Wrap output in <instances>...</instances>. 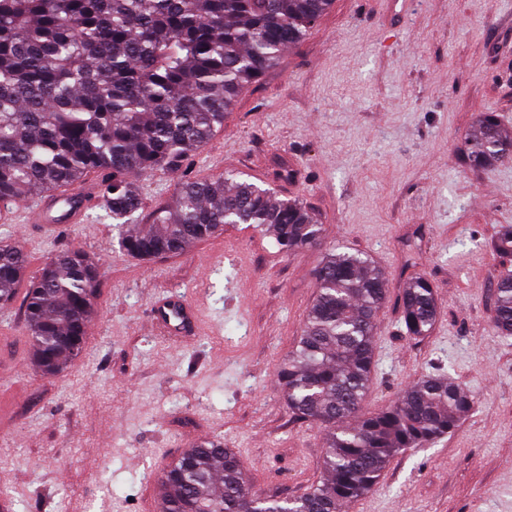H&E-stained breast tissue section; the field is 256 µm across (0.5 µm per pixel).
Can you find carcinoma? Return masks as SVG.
<instances>
[{"instance_id":"cac0c4a2","label":"carcinoma","mask_w":512,"mask_h":512,"mask_svg":"<svg viewBox=\"0 0 512 512\" xmlns=\"http://www.w3.org/2000/svg\"><path fill=\"white\" fill-rule=\"evenodd\" d=\"M332 0H0V199L31 198L106 173L100 208L121 246L140 258L184 252L226 224L274 233L288 252L313 246L322 226L296 201L233 177L192 179L188 157L224 127V113L282 52L303 40ZM485 168L512 155L488 112L467 143ZM181 174L171 204L138 223L135 178ZM495 254L512 257V225ZM27 269L0 244V303ZM301 336L278 371L288 408L328 428L327 477L285 502L252 491L237 453L219 442L186 449L158 481L159 512H338L380 480L391 460L450 432L472 407L451 378L430 374L378 412L363 410L375 372L373 331L388 281L366 253L327 251ZM99 289L88 255L55 254L32 281L25 320L38 367L55 375L82 352ZM408 335H429L439 306L431 281L408 276L399 293ZM491 325L512 336V274L499 277Z\"/></svg>"}]
</instances>
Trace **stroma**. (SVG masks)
<instances>
[{"label":"stroma","mask_w":512,"mask_h":512,"mask_svg":"<svg viewBox=\"0 0 512 512\" xmlns=\"http://www.w3.org/2000/svg\"><path fill=\"white\" fill-rule=\"evenodd\" d=\"M512 135V0H412L390 27L385 0H334L302 42L241 94L224 127L186 167L228 173L303 201L320 243L282 253L264 230L225 225L175 256L126 254L91 205L58 230L0 223L29 275L62 249L99 266L100 292L81 356L42 375L20 312L27 282L0 305V491L12 512H159L156 483L199 438L235 449L254 491L291 498L323 475V429L295 417L277 370L301 333L325 249L369 254L399 285L420 272L440 316L407 336L396 303L375 322V412L426 374L474 397L447 436L396 457L340 512H512V337L490 324L493 287L512 261L492 242L512 225V157L470 167L481 113ZM178 175L140 179L142 213L169 203ZM179 291L197 336L171 345L151 327L153 301Z\"/></svg>","instance_id":"obj_1"}]
</instances>
